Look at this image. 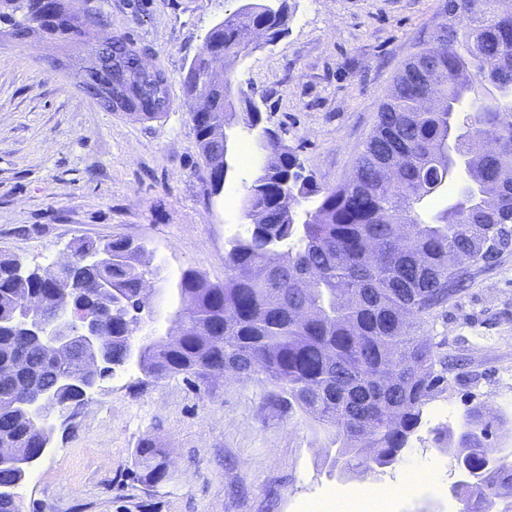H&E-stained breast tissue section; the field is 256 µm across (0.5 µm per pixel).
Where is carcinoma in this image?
<instances>
[{
  "label": "carcinoma",
  "instance_id": "obj_1",
  "mask_svg": "<svg viewBox=\"0 0 512 512\" xmlns=\"http://www.w3.org/2000/svg\"><path fill=\"white\" fill-rule=\"evenodd\" d=\"M3 34L18 41L52 40L84 54L78 87L112 112L152 120L170 108L169 77L133 60L141 50L123 36L112 37L118 59L112 69L93 58L104 15L71 11L66 0H0ZM281 32L283 18L255 3L245 17L233 13L210 35L212 49L230 64L245 51L243 23ZM439 23L447 49L433 39L393 80L391 95L378 112L375 128L356 159L351 178L323 188L311 180L290 181L292 153L269 136L254 112H228L232 101L210 88L201 68L184 78L188 96L202 102L192 122L207 167L224 162V147L206 140L211 123L235 125L239 135L262 142L260 173L246 186L244 232L227 241L224 282L208 281L192 270L177 284L181 308L175 314L178 338H140L134 319L145 278L155 265L152 252L124 238L102 244L83 242L74 253L112 250V265L63 277L55 284L58 301L91 310L107 297L112 283L116 306L106 327L112 336L100 348L112 369L127 365L138 344V370L159 381L177 374L205 382L228 364L240 379L257 378L273 389L270 403L297 405L330 433L336 451L331 468L374 472L393 464L423 424L434 394L447 382V357L414 325L446 305L472 277L448 268L452 251L485 267V246L512 224V0H446ZM432 63L439 72L432 88L438 110L422 105L411 82L415 66ZM506 91L490 103L487 88ZM467 107L469 126H457ZM492 136L498 150L471 151V143ZM467 154L463 181L482 194L484 220L471 219L473 198L460 192L451 208L423 224L415 209L448 184V144ZM303 202L310 207L299 211ZM20 260L0 252V443L29 454L44 434L29 414L25 393L39 388L65 407L85 400L78 386L62 387L41 345L17 330L21 299L45 292L40 271L19 278ZM23 362L26 372L5 369ZM434 441L453 449L457 467L467 466L456 494L464 512H498L512 498V468L493 452L512 444V420L482 404L469 407L459 430H433ZM138 480L156 484L167 475L163 449L151 438L137 448ZM28 469L0 465V512H16V489ZM496 499L490 500L488 489Z\"/></svg>",
  "mask_w": 512,
  "mask_h": 512
}]
</instances>
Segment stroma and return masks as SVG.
<instances>
[{"label": "stroma", "mask_w": 512, "mask_h": 512, "mask_svg": "<svg viewBox=\"0 0 512 512\" xmlns=\"http://www.w3.org/2000/svg\"><path fill=\"white\" fill-rule=\"evenodd\" d=\"M90 1L108 20L102 37L125 36L165 69L170 110L144 122L106 110L77 85L81 58L61 68L50 43L0 40V250L34 269L79 241L144 244L167 276L153 296L163 338L181 273L223 281L226 243L246 222L243 182L257 170L242 161L246 141H232L235 175L214 192L183 88L207 32L240 0ZM442 3L288 0L284 33L271 44L249 38L225 76L260 101L264 125L304 175L335 186L351 176L395 74ZM418 333L442 343L448 386L399 460L377 473L330 470L331 433L300 409L271 405L265 383L156 382L133 369L104 379L57 422L51 450L18 489L19 512H324L330 496L399 484L392 512H459L453 455L430 431L459 425L476 403L512 414V244ZM147 437L168 463L153 486L130 478Z\"/></svg>", "instance_id": "obj_1"}]
</instances>
